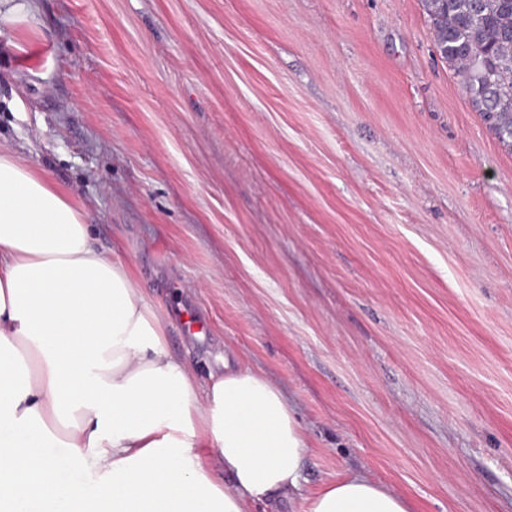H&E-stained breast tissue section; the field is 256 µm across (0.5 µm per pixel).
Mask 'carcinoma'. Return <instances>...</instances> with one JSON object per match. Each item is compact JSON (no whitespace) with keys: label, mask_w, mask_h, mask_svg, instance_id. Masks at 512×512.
Listing matches in <instances>:
<instances>
[{"label":"carcinoma","mask_w":512,"mask_h":512,"mask_svg":"<svg viewBox=\"0 0 512 512\" xmlns=\"http://www.w3.org/2000/svg\"><path fill=\"white\" fill-rule=\"evenodd\" d=\"M441 59L512 152V0H421Z\"/></svg>","instance_id":"obj_1"}]
</instances>
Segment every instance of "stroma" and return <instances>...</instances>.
Segmentation results:
<instances>
[{
  "mask_svg": "<svg viewBox=\"0 0 512 512\" xmlns=\"http://www.w3.org/2000/svg\"><path fill=\"white\" fill-rule=\"evenodd\" d=\"M0 150L88 214L199 382L282 388L314 489L512 512V153L420 0H40Z\"/></svg>",
  "mask_w": 512,
  "mask_h": 512,
  "instance_id": "stroma-1",
  "label": "stroma"
}]
</instances>
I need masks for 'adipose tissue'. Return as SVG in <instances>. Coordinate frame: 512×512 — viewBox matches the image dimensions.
Masks as SVG:
<instances>
[{"label":"adipose tissue","mask_w":512,"mask_h":512,"mask_svg":"<svg viewBox=\"0 0 512 512\" xmlns=\"http://www.w3.org/2000/svg\"><path fill=\"white\" fill-rule=\"evenodd\" d=\"M163 336L83 209L0 152V512H409L363 475L303 494L280 389L240 362L200 388Z\"/></svg>","instance_id":"obj_1"}]
</instances>
